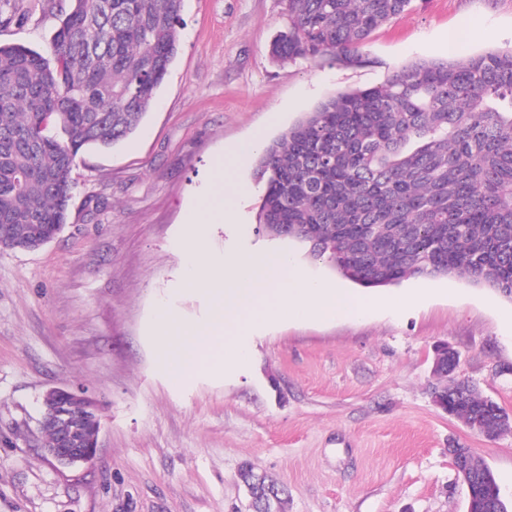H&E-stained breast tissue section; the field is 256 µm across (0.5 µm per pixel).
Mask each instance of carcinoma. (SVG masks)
I'll use <instances>...</instances> for the list:
<instances>
[{
	"label": "carcinoma",
	"instance_id": "cac0c4a2",
	"mask_svg": "<svg viewBox=\"0 0 512 512\" xmlns=\"http://www.w3.org/2000/svg\"><path fill=\"white\" fill-rule=\"evenodd\" d=\"M412 0H288L273 58L359 61ZM183 0H60L51 56L0 44V246L67 220L89 148L136 130L179 51ZM0 0V27L19 20ZM257 221L364 288L456 276L512 297V49L420 60L324 99L255 157ZM440 399L465 423L506 411L474 387Z\"/></svg>",
	"mask_w": 512,
	"mask_h": 512
}]
</instances>
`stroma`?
I'll return each instance as SVG.
<instances>
[{"instance_id":"stroma-1","label":"stroma","mask_w":512,"mask_h":512,"mask_svg":"<svg viewBox=\"0 0 512 512\" xmlns=\"http://www.w3.org/2000/svg\"><path fill=\"white\" fill-rule=\"evenodd\" d=\"M0 43L49 55L58 18L18 0ZM471 35L449 47L448 34ZM287 0H184L180 48L137 130L78 159L62 233L35 251L0 247V512H244L241 468L288 490L287 512H467L448 454L469 448L512 502V431L489 439L439 409L432 371L445 344L455 374L512 414V299L455 277H412L387 297L424 302L357 322H274L250 336L248 365L171 384L151 325L157 304L183 323L206 298L184 287L178 238L248 259L265 184L253 159L234 175L239 224H196L218 162L263 131L272 140L329 95L381 86L417 60L512 47V0H412L375 29L358 63L270 55ZM51 387L101 407L96 459L58 465L43 450Z\"/></svg>"}]
</instances>
